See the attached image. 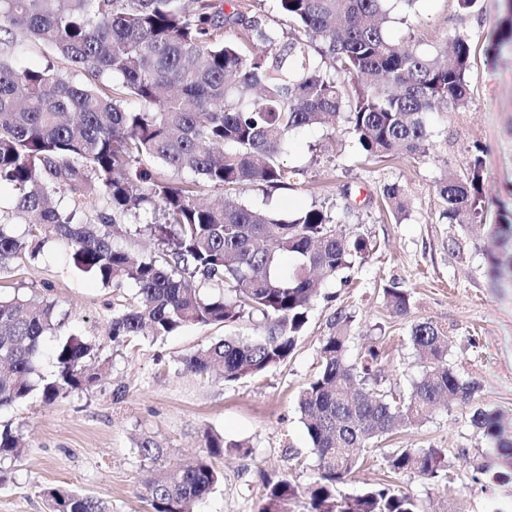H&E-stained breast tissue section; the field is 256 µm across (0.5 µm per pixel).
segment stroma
I'll return each instance as SVG.
<instances>
[{
  "mask_svg": "<svg viewBox=\"0 0 512 512\" xmlns=\"http://www.w3.org/2000/svg\"><path fill=\"white\" fill-rule=\"evenodd\" d=\"M505 0H480L471 13L456 0H416L412 9L391 15L390 30L410 38L425 54L448 46L455 33L471 42L466 108L430 116L432 146L423 156L383 162L362 155L344 128H304L290 137L280 157L291 173L285 190H237L239 201L291 217L323 205L345 231L366 237L371 249L346 279L328 281L313 302L307 324L288 360L262 375L228 384L218 374L196 375L181 359L225 336L224 327L193 324L160 338L121 344L109 335L112 306L132 297L75 271L64 248L50 245L38 258H23L0 274V294H49L60 303L59 335L42 343L40 370L54 369L58 336L76 335L99 346L100 379L51 405L39 398L0 409V426L19 439L15 458L0 463V512H45L42 492L70 487L101 498L112 512H153L142 482L156 468L171 469L206 456L205 431L225 440L245 441L213 459L221 485L196 512H257L265 482L289 480L306 488L315 477L317 458L298 411V395L320 371V349L337 313L352 317L349 357L367 346L380 355L378 387L391 396L407 394L423 367L410 343L413 323L432 320L444 328L448 363L462 379L475 381L470 402H451L428 421L378 440L360 469L339 491L356 495L380 483L413 496L419 512H512V480L493 441L471 424L476 408L496 413L505 437L512 438V280L495 279L480 229H463L440 217L443 201L435 182L444 170L464 173L475 151L486 163L489 199L486 223L512 213V47L493 50ZM24 62L52 67L73 81L83 74L60 57L33 47L21 30L8 36ZM405 190L403 220H395L383 188ZM411 295L408 315L385 305L383 289ZM152 438L163 450L159 462L141 457L139 439ZM437 448L444 455L445 482L416 473L387 470L386 455L401 448ZM484 462L478 470L476 462Z\"/></svg>",
  "mask_w": 512,
  "mask_h": 512,
  "instance_id": "obj_1",
  "label": "stroma"
}]
</instances>
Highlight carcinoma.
<instances>
[{
	"label": "carcinoma",
	"mask_w": 512,
	"mask_h": 512,
	"mask_svg": "<svg viewBox=\"0 0 512 512\" xmlns=\"http://www.w3.org/2000/svg\"><path fill=\"white\" fill-rule=\"evenodd\" d=\"M300 29L289 36L241 10L236 0H0V31L25 26L30 41L85 73L75 84L49 67H21L0 46V185L16 190L18 233L0 216V272L50 243L68 249L73 267L105 286L130 287L132 301L112 313L109 335L124 343L167 336L192 323L231 329L260 317L255 336L229 334L186 355L185 370L224 382L258 376L288 360L320 294L333 278L365 258L370 244L340 228L317 206L292 218L239 201L197 202L200 184L286 189L280 162L290 132L328 121L349 125L366 158L383 162L429 150V114L457 112L469 102L470 38H452L451 55L428 56L388 32L393 0H275ZM231 11H224L223 5ZM509 16L497 45H512ZM234 37L224 38V30ZM190 172L171 184L161 171ZM485 162L466 172L445 170L436 189L452 224H481L487 209ZM389 210L405 212V191L384 187ZM162 211L145 231L161 248L134 255L115 240L128 219ZM486 252L496 278L512 277V220L491 226ZM295 265L284 272L281 258ZM222 291L201 294L204 287ZM387 306L410 311V294L384 288ZM352 319L336 315L323 339L321 369L301 391L299 412L317 456L306 489V512H417L413 497L382 483L356 496L339 495L358 468L355 448L429 420L452 400L470 402L477 389L448 366L445 331L418 321L410 341L423 364L405 399L375 389L376 347L347 357ZM63 324L58 301L0 297V408L38 391L51 404L90 387L98 373L96 344L70 335L56 347V371L39 370L45 336ZM474 426L498 439L512 458V439L498 418L478 408ZM18 439L0 429V462ZM247 444L208 434L212 457ZM394 474L442 480V454L403 448L385 456ZM220 480L205 459L152 475L144 490L153 512H190ZM299 490L286 479L267 485L259 512H291ZM48 512H112L100 498L71 488L43 492Z\"/></svg>",
	"instance_id": "1"
}]
</instances>
